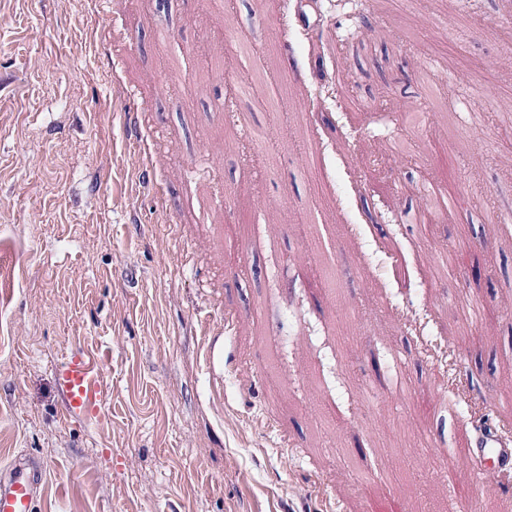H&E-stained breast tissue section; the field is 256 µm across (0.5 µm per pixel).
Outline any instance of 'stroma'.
Listing matches in <instances>:
<instances>
[{
    "mask_svg": "<svg viewBox=\"0 0 512 512\" xmlns=\"http://www.w3.org/2000/svg\"><path fill=\"white\" fill-rule=\"evenodd\" d=\"M504 112L512 0H0V466L44 465L34 512H457L462 482L512 512L442 453L512 418ZM413 180L454 198L440 223L407 222ZM81 352L109 406L71 419ZM56 383L69 418H86L104 411L110 382L97 359L85 354L69 358L57 367Z\"/></svg>",
    "mask_w": 512,
    "mask_h": 512,
    "instance_id": "35a3bbf8",
    "label": "stroma"
}]
</instances>
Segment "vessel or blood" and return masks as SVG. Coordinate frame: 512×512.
<instances>
[{
  "instance_id": "obj_1",
  "label": "vessel or blood",
  "mask_w": 512,
  "mask_h": 512,
  "mask_svg": "<svg viewBox=\"0 0 512 512\" xmlns=\"http://www.w3.org/2000/svg\"><path fill=\"white\" fill-rule=\"evenodd\" d=\"M56 383L71 418H86L103 412L110 383L97 359L82 354L69 358L56 370ZM478 438L469 453L473 456L494 452L499 472L512 470V440L505 438L483 418L475 420ZM45 479V469L32 459H20L0 469V512H32Z\"/></svg>"
}]
</instances>
